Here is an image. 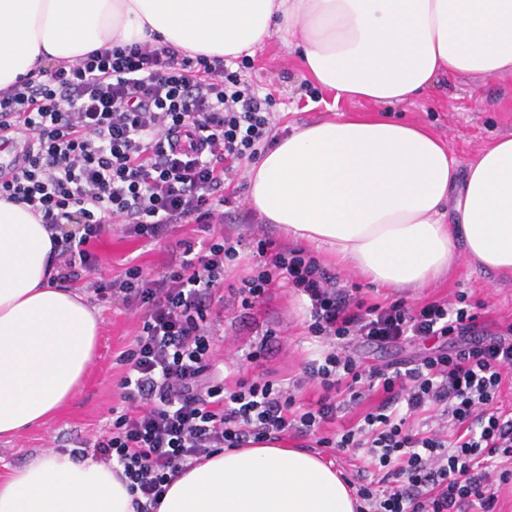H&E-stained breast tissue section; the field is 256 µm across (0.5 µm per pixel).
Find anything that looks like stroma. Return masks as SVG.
I'll return each mask as SVG.
<instances>
[{
  "instance_id": "obj_1",
  "label": "stroma",
  "mask_w": 512,
  "mask_h": 512,
  "mask_svg": "<svg viewBox=\"0 0 512 512\" xmlns=\"http://www.w3.org/2000/svg\"><path fill=\"white\" fill-rule=\"evenodd\" d=\"M244 77L252 84L270 89L275 101L279 135L295 128L328 120L344 112L371 115L388 112L393 117L424 126L447 147L459 172L486 147L504 136H512V75L493 78L453 74L441 76L435 85L412 100L388 108L361 100L335 101L332 93L307 78L300 60L288 51L280 37H272L267 46L246 62ZM225 232L253 236L268 234L274 240L282 235L275 225H258L246 196H238L224 209ZM199 240V233L184 228L170 234L168 241L148 243L124 236L120 225L94 247L101 260L105 277L120 274L125 267L138 264L155 271L167 260V244L178 237ZM325 267L338 276L343 285H358L368 302L388 303L405 299L415 305L434 300H454L466 292L470 301L482 304L481 319L489 329L512 322V279H503L483 271L464 251H456L447 274L427 287L413 292L377 288L353 268L326 262ZM103 318L98 350L81 390L45 425L33 427L11 440H0V478L27 463L33 456L46 452L67 453L91 447L94 440L112 422V409L120 404L119 382L124 367L119 361L137 333V314L121 298L113 297L99 306ZM306 312L301 296L289 288L273 289L258 308L256 320L242 323L239 312L225 308L221 313L216 342L215 364L226 382L269 373L282 380L300 375L306 361L315 358L319 345L310 340L304 329ZM272 337H265V330ZM266 342L264 359H247L252 347Z\"/></svg>"
}]
</instances>
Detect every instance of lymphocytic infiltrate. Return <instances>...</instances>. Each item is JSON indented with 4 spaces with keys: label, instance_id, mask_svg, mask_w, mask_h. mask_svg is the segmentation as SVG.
I'll return each mask as SVG.
<instances>
[{
    "label": "lymphocytic infiltrate",
    "instance_id": "obj_1",
    "mask_svg": "<svg viewBox=\"0 0 512 512\" xmlns=\"http://www.w3.org/2000/svg\"><path fill=\"white\" fill-rule=\"evenodd\" d=\"M271 98L220 56L168 44L92 50L72 64L0 89V119L34 143L0 199L27 205L57 242L60 279L140 310L133 348L121 357L123 403L94 444L98 461L122 467L136 512H156L172 478L222 448L292 438L308 448L365 449L359 512H498L512 481V413L500 406L512 381V323L483 338L465 295L455 302L368 303L340 285L309 250L257 240L248 275L225 285L243 237L218 231L230 203L224 182L276 140ZM77 232H69V225ZM154 241L193 224L163 271L132 265L99 277L92 246L109 225ZM308 300L307 330L326 346L302 377L226 384L214 364V316L225 302L254 315L272 289ZM437 339L407 359L363 368L350 347ZM316 401L300 398L306 385ZM377 397L365 407L368 397ZM360 419L336 427L345 410Z\"/></svg>",
    "mask_w": 512,
    "mask_h": 512
}]
</instances>
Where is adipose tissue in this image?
Returning <instances> with one entry per match:
<instances>
[{"label": "adipose tissue", "instance_id": "adipose-tissue-1", "mask_svg": "<svg viewBox=\"0 0 512 512\" xmlns=\"http://www.w3.org/2000/svg\"><path fill=\"white\" fill-rule=\"evenodd\" d=\"M293 34L307 77L336 98L392 105L442 73H512V0H0V89L37 68L143 42L255 56ZM248 200L288 238L380 288H421L455 246L512 276V136L458 177L427 130L336 117L278 142ZM455 223H446L447 212ZM50 234L0 200V437L47 423L93 361L101 320L57 279ZM344 476L285 441L225 448L174 478L156 512H356ZM0 512H135L112 467L48 452L0 480Z\"/></svg>", "mask_w": 512, "mask_h": 512}]
</instances>
